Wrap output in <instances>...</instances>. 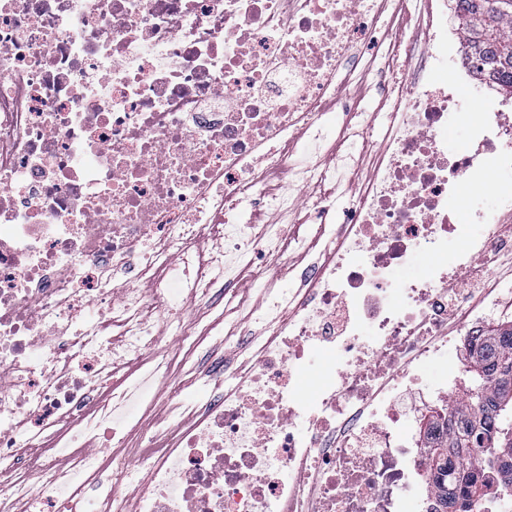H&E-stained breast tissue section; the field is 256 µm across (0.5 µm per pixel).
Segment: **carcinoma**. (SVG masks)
Wrapping results in <instances>:
<instances>
[{
	"label": "carcinoma",
	"instance_id": "carcinoma-1",
	"mask_svg": "<svg viewBox=\"0 0 512 512\" xmlns=\"http://www.w3.org/2000/svg\"><path fill=\"white\" fill-rule=\"evenodd\" d=\"M465 34V61L478 75L512 93V63L499 60V46L512 41V11L492 8L496 0H460ZM471 385L463 392L461 408L448 417L446 434L427 451L431 491L448 503V492L461 496L459 512H479L485 497V475L471 470L473 463L491 455L486 442L512 446V320L489 328L480 343L468 347Z\"/></svg>",
	"mask_w": 512,
	"mask_h": 512
}]
</instances>
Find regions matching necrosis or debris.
Returning <instances> with one entry per match:
<instances>
[{"label": "necrosis or debris", "mask_w": 512, "mask_h": 512, "mask_svg": "<svg viewBox=\"0 0 512 512\" xmlns=\"http://www.w3.org/2000/svg\"><path fill=\"white\" fill-rule=\"evenodd\" d=\"M414 16L428 43L403 72L389 33ZM459 53L440 0H0V512H438L431 436L407 435L394 394L449 321L464 343L506 311L512 259V116L460 86ZM378 59L385 132L337 240L269 296L235 366L176 335L211 391L149 436L132 485L94 443L125 445L169 376L143 362L181 320L164 284L220 303L278 261L288 238L244 213L344 180L310 159L368 143L336 86ZM473 224L493 231L470 242ZM420 246L426 275L397 278Z\"/></svg>", "instance_id": "4bbe7bcc"}]
</instances>
